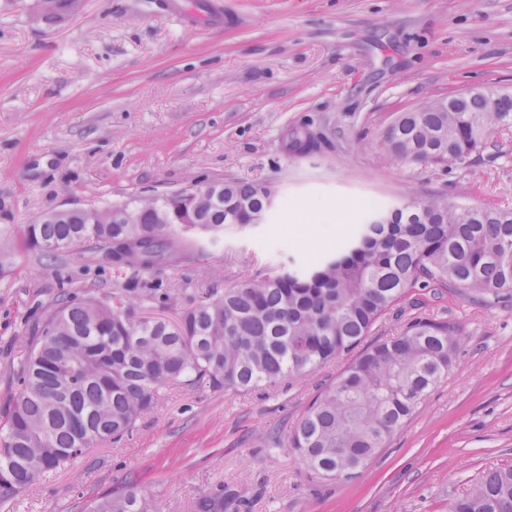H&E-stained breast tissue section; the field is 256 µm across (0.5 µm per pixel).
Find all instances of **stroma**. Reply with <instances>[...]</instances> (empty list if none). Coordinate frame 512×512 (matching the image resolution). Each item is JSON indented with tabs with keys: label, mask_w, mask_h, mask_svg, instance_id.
I'll use <instances>...</instances> for the list:
<instances>
[{
	"label": "stroma",
	"mask_w": 512,
	"mask_h": 512,
	"mask_svg": "<svg viewBox=\"0 0 512 512\" xmlns=\"http://www.w3.org/2000/svg\"><path fill=\"white\" fill-rule=\"evenodd\" d=\"M490 86L512 90V0H81L56 22L33 0H0V246L12 254L0 412L47 309L68 294L110 298L129 278L99 253L26 250L25 225L201 181L272 186L266 223L143 274L156 297L140 315L174 323L204 292L335 251L371 202L418 193L512 208V126L466 166L396 163L379 148L398 113ZM294 129L316 148L290 153ZM421 318L458 326L456 362L352 479L314 481L289 445L342 356L273 389L170 387L130 433L46 474L8 512H74L133 476L151 512H196L218 489L224 512H448L485 472L512 466V297L419 288L370 339Z\"/></svg>",
	"instance_id": "1"
}]
</instances>
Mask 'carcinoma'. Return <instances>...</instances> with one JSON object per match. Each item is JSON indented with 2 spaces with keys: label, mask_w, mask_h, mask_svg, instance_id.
<instances>
[{
  "label": "carcinoma",
  "mask_w": 512,
  "mask_h": 512,
  "mask_svg": "<svg viewBox=\"0 0 512 512\" xmlns=\"http://www.w3.org/2000/svg\"><path fill=\"white\" fill-rule=\"evenodd\" d=\"M512 125V92L486 89L466 103L435 97L401 112L381 149L396 162L454 166L480 152L500 126ZM316 146L295 131L292 153ZM267 187L232 179L222 202L200 200L202 224H160L180 209L176 195L143 198L98 211H73L25 228V245L52 256L69 249L102 253L131 272L109 300L69 298L47 311L16 371L18 390L0 414V507L97 443L129 433L160 391L206 381L249 392L311 374L354 350L373 325L416 288H460L499 296L512 291V210H467L442 196L422 209L375 208L384 224L364 222L334 253L302 267L243 279L221 295L204 293L178 323L145 320L154 298L142 273L178 266L231 226L266 215ZM133 208L138 223L112 212ZM460 333L446 321L417 319L405 333L366 348L338 381L319 392L290 434L311 478L350 479L387 446L453 366ZM198 512H224V491L203 497ZM84 512H148L136 483L111 487ZM448 512H512V468H495Z\"/></svg>",
  "instance_id": "obj_1"
}]
</instances>
